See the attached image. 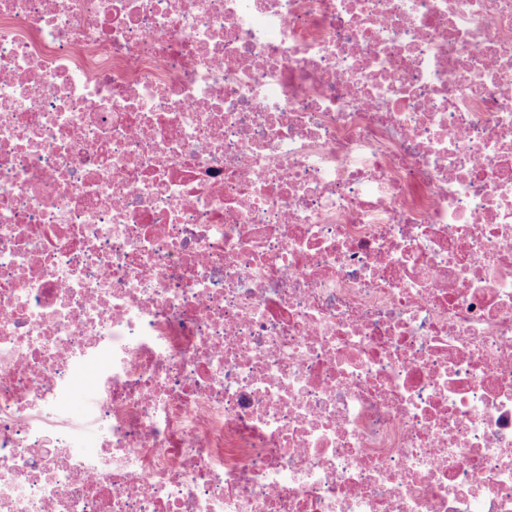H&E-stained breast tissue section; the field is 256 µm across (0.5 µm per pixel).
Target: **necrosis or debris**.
<instances>
[{
  "mask_svg": "<svg viewBox=\"0 0 512 512\" xmlns=\"http://www.w3.org/2000/svg\"><path fill=\"white\" fill-rule=\"evenodd\" d=\"M0 512H512V0H0Z\"/></svg>",
  "mask_w": 512,
  "mask_h": 512,
  "instance_id": "obj_1",
  "label": "necrosis or debris"
}]
</instances>
